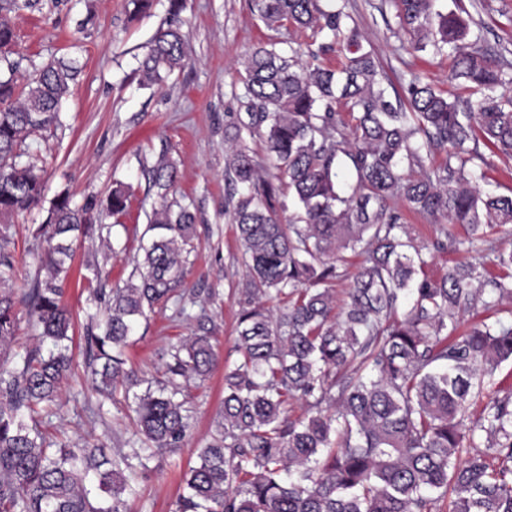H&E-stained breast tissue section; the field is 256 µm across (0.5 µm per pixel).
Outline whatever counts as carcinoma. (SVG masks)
<instances>
[{"instance_id":"carcinoma-1","label":"carcinoma","mask_w":512,"mask_h":512,"mask_svg":"<svg viewBox=\"0 0 512 512\" xmlns=\"http://www.w3.org/2000/svg\"><path fill=\"white\" fill-rule=\"evenodd\" d=\"M390 0L397 30L413 49L453 58L452 74L475 98L449 100L415 73L393 105L363 49L352 16L321 0H252L269 27L291 23L330 38L337 67L311 66L301 48L283 54L255 47L242 63L252 112L224 128L225 213L236 224L246 280L238 289V363L224 372V408L215 433L182 476L175 512H512V397L484 398L482 384L512 360L509 317L458 332L460 318L496 309L512 281L493 282L457 264L428 276L434 253L479 251L512 269V252L481 233L512 224V196L482 193L480 143L512 157V61L463 18L461 0ZM36 0H0V219L42 204V172L27 139L60 124V106L78 69L63 60L27 77L10 59L11 14ZM187 60L180 31L159 29L139 62L140 83L160 84ZM342 104L347 113L336 110ZM259 137L277 173L263 175L248 141ZM442 153V164L427 167ZM161 199L141 235V258L124 286L91 300L103 318L86 326L87 365L100 388L131 400L141 446L107 457L101 448L50 450L38 430L71 369V318L63 285L73 243L105 216L125 213L130 188L117 181L106 200L78 205L57 194L37 230L40 266L25 300L41 329L38 345L17 355L10 226L0 227V512H128L133 489L125 470L147 468L158 453L181 447L189 429L184 389L218 364L206 331L172 346L157 388L126 368L125 349L155 307L184 298L188 246L196 215L167 195L178 179L162 153L150 169ZM286 183L298 212L283 223L277 187ZM468 226L457 239L418 245L403 212ZM363 257L347 300L333 283L346 251ZM288 298L277 310L266 300ZM403 312H398V309ZM291 400L313 413L288 416ZM480 402L475 420L468 405ZM327 408H322V405ZM486 451L471 454L475 440Z\"/></svg>"}]
</instances>
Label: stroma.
Here are the masks:
<instances>
[{
    "instance_id": "stroma-1",
    "label": "stroma",
    "mask_w": 512,
    "mask_h": 512,
    "mask_svg": "<svg viewBox=\"0 0 512 512\" xmlns=\"http://www.w3.org/2000/svg\"><path fill=\"white\" fill-rule=\"evenodd\" d=\"M344 5L355 20L365 50L371 51L389 92H402L411 73L424 72L448 98L463 89L451 77L449 58L415 52L408 35L398 32L389 0H321L323 8ZM472 28L483 30L495 48L512 50V0H464ZM170 0H153L136 15L128 0H40L35 11L13 13L17 58L28 74L54 57L74 60L78 76L61 105V124L32 136L31 152L44 169V197L69 191L75 203L102 199L113 181L129 184L130 207L111 231L93 229L75 245L72 273L64 286L63 303L71 314L74 370L61 384L53 414L41 430L55 444H95L106 453L130 451L140 441L122 394L107 397L94 387L83 355V336L95 306L85 281L87 267L98 264L105 288L123 286L147 216L159 198L150 189L148 170L161 151L179 167V181L170 200L192 205L197 236L191 244L184 287L194 297L184 316L173 305L159 306L141 324L137 341L127 351L128 364L148 379L162 376L171 344L198 331L197 316L206 312L215 326L220 363L205 381L186 392L190 432L184 447L149 461L147 470L128 474L136 493L130 512H174L182 491L183 472L209 440L224 401V371L238 358L235 350L238 290L245 279L239 261L234 224L224 213V127L246 120L240 62L258 45L313 43L311 31L293 26L270 28L252 10L250 0H185L178 16ZM178 26L188 60L167 83L142 86L137 73L145 45L156 31ZM479 171L481 192L512 195V160L486 150ZM40 210L15 216L9 250L15 266L12 287L23 295L39 268L33 233L42 224Z\"/></svg>"
}]
</instances>
